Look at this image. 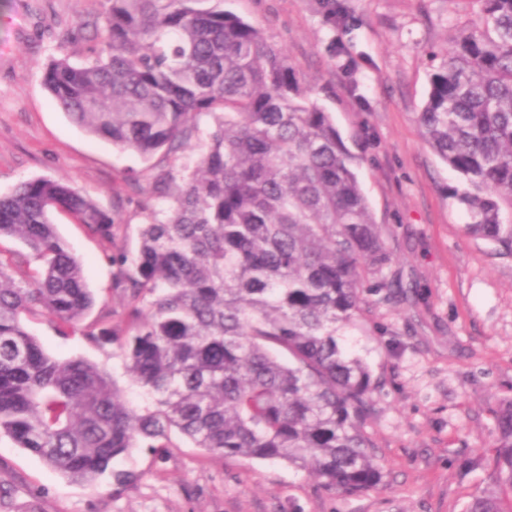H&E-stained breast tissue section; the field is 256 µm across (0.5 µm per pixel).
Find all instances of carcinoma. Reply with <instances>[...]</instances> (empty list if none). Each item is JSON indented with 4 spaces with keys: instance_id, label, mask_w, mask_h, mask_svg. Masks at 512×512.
I'll return each mask as SVG.
<instances>
[{
    "instance_id": "obj_1",
    "label": "carcinoma",
    "mask_w": 512,
    "mask_h": 512,
    "mask_svg": "<svg viewBox=\"0 0 512 512\" xmlns=\"http://www.w3.org/2000/svg\"><path fill=\"white\" fill-rule=\"evenodd\" d=\"M105 48L48 64L44 86L85 132L161 167L141 201L137 255H108L127 301L115 343L150 398L126 401L106 368L51 356L23 317L78 329L94 305L82 262L52 224L62 210L112 242L119 215L62 178L0 195V237L28 249L0 260V437L68 479L112 473L134 448L177 432L211 457L284 461L360 496L381 472L364 432L376 388L342 336L388 261L354 156L287 54L224 0H98ZM455 35L417 113L424 140L463 186L468 234L512 253V0H480ZM38 267L29 270L31 262ZM490 483L464 512H512V399L494 411Z\"/></svg>"
}]
</instances>
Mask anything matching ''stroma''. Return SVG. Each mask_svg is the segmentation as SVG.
<instances>
[{
    "mask_svg": "<svg viewBox=\"0 0 512 512\" xmlns=\"http://www.w3.org/2000/svg\"><path fill=\"white\" fill-rule=\"evenodd\" d=\"M336 26L319 0H225L288 55L330 112L389 256L387 288L368 304L345 346L379 385L365 430L381 467L360 497L323 487L278 461L209 457L186 440L134 450L121 469L136 479L113 494L69 481L0 437V512H463L485 487L492 416L512 397V254L468 236L452 192L458 174L425 143L417 114L427 98L432 54L478 23L479 0H339ZM98 0H0V195L24 180L63 177L121 222L102 241L67 212L56 231L83 264L96 303L85 317L125 328L126 299L107 254L135 256L140 208L155 168L172 164L113 146L74 125L43 84L58 58L83 61L102 40ZM52 356L105 367L127 400L148 397L127 375L116 344L61 333L47 316L26 317Z\"/></svg>",
    "mask_w": 512,
    "mask_h": 512,
    "instance_id": "1",
    "label": "stroma"
}]
</instances>
